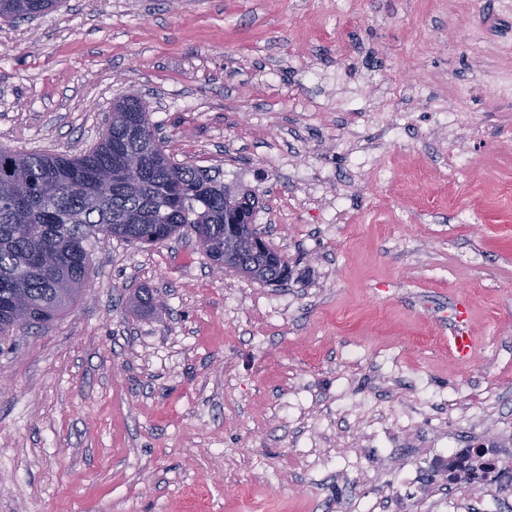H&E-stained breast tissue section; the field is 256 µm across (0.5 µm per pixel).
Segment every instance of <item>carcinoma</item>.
Wrapping results in <instances>:
<instances>
[{
	"instance_id": "obj_1",
	"label": "carcinoma",
	"mask_w": 512,
	"mask_h": 512,
	"mask_svg": "<svg viewBox=\"0 0 512 512\" xmlns=\"http://www.w3.org/2000/svg\"><path fill=\"white\" fill-rule=\"evenodd\" d=\"M57 0H0V19L31 20ZM255 198L224 185L221 172L179 163L156 135L144 102L119 99L89 151L22 154L0 148V338L44 326L77 300L91 241L144 243L195 235L213 265L229 256L235 272L267 286L288 281V262L251 226Z\"/></svg>"
}]
</instances>
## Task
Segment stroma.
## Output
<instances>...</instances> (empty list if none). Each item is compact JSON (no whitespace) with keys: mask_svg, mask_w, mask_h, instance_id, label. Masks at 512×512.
Returning a JSON list of instances; mask_svg holds the SVG:
<instances>
[{"mask_svg":"<svg viewBox=\"0 0 512 512\" xmlns=\"http://www.w3.org/2000/svg\"><path fill=\"white\" fill-rule=\"evenodd\" d=\"M405 81L424 96L365 112ZM124 96L175 160L255 192L291 276L215 273L191 234L93 242L73 307L0 342V512H436L434 457L512 435V9L61 0L0 21V147L87 151Z\"/></svg>","mask_w":512,"mask_h":512,"instance_id":"stroma-1","label":"stroma"}]
</instances>
